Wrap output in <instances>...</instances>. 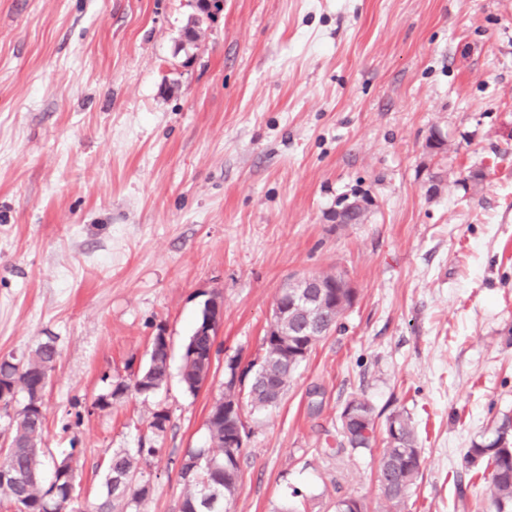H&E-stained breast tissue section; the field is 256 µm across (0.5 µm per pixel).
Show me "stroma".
<instances>
[{
    "instance_id": "obj_1",
    "label": "stroma",
    "mask_w": 512,
    "mask_h": 512,
    "mask_svg": "<svg viewBox=\"0 0 512 512\" xmlns=\"http://www.w3.org/2000/svg\"><path fill=\"white\" fill-rule=\"evenodd\" d=\"M196 15L0 0V359L56 341L43 481L71 457L90 510L112 452L153 438L130 512H180L175 459L208 446L228 359L261 357L288 283L340 273L338 328L277 406L242 411L230 512L377 506L382 443L336 445L354 397L415 427L404 512H485L464 453L512 419V0H224L190 44ZM356 197L366 221L334 223ZM215 293L221 352L192 394L181 350ZM161 327L166 384L98 408Z\"/></svg>"
}]
</instances>
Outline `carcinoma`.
Masks as SVG:
<instances>
[{"instance_id":"1","label":"carcinoma","mask_w":512,"mask_h":512,"mask_svg":"<svg viewBox=\"0 0 512 512\" xmlns=\"http://www.w3.org/2000/svg\"><path fill=\"white\" fill-rule=\"evenodd\" d=\"M293 288H285L278 299L281 316L270 325L262 338L263 354L259 361L240 367L232 357L227 361L224 378V408L240 405L241 394L253 410H265L278 404L288 389L294 373L306 361L303 352L337 328L339 320L356 298L353 288H328L324 305H313L302 315V322L288 323V304L292 303ZM216 316L215 306L205 301L188 346L207 353L215 339L202 332L208 319ZM154 350L150 364L134 378L133 385L118 382L108 396L96 403L100 409L112 405V399L129 388L139 393L159 389L169 375L170 357L153 336ZM58 351L53 338H48L34 352L20 359L0 360V401L9 403L23 393L26 403L16 419L9 445L0 450V478L7 477L0 493L17 512H84L80 490L71 465L62 460L54 466V480L48 486L41 483L40 466L45 451L40 448L44 428V391L37 388L40 376L53 368ZM203 371V359L183 356L181 382L191 393ZM360 410L358 420H345L340 414L341 432L338 447L351 450L369 449L376 436V415L371 404L353 398L346 406ZM244 426L241 417L207 420L209 440L219 453L210 448H191L180 457L179 477L184 487L182 512H224V505L234 496L233 476L240 473L241 444L235 443L237 427ZM160 449L140 446L132 451L121 450L108 461L104 492L94 512H126L120 504L139 502L152 491L151 478L140 468L143 461L155 457ZM466 462L483 468L487 474L486 494L490 512H512V437L506 426L499 427L493 438L475 443L465 452ZM424 458L410 417L400 411L391 413L385 421V448L377 465L380 494L394 512H400L421 474Z\"/></svg>"}]
</instances>
